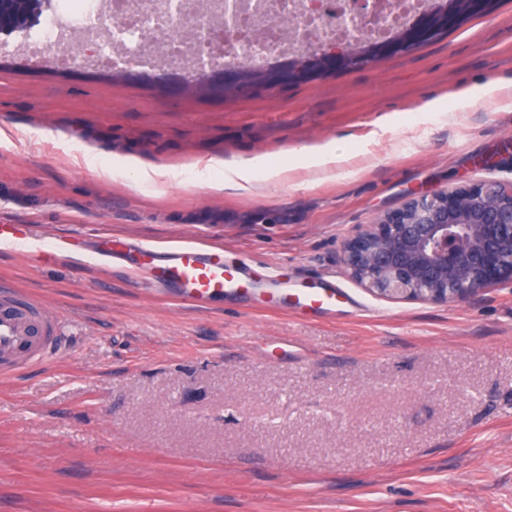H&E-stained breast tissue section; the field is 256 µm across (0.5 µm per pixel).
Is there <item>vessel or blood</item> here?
I'll return each mask as SVG.
<instances>
[{
  "mask_svg": "<svg viewBox=\"0 0 512 512\" xmlns=\"http://www.w3.org/2000/svg\"><path fill=\"white\" fill-rule=\"evenodd\" d=\"M0 247L20 250L34 265L50 267L74 251L127 265L149 292L173 296L203 308L233 298L263 308L300 311L322 317L352 306L354 300L333 282L315 286L293 284L287 271L259 273L256 263L220 245L186 242L166 249L125 236H111L89 248L79 236L43 243L28 224H0ZM65 323L47 305L6 280L0 281V378L42 362L64 341Z\"/></svg>",
  "mask_w": 512,
  "mask_h": 512,
  "instance_id": "vessel-or-blood-1",
  "label": "vessel or blood"
}]
</instances>
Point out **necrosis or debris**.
Listing matches in <instances>:
<instances>
[{
	"mask_svg": "<svg viewBox=\"0 0 512 512\" xmlns=\"http://www.w3.org/2000/svg\"><path fill=\"white\" fill-rule=\"evenodd\" d=\"M231 13L225 0H171L168 10L155 0H54L39 26L13 47L27 57L64 65L145 71L164 67L190 76L203 73L211 48L228 46L234 64H273L328 43L362 44L399 34L415 18L444 0H376L377 19L336 18L338 0H241ZM283 16L288 26L273 25ZM109 26V41L87 46L91 31Z\"/></svg>",
	"mask_w": 512,
	"mask_h": 512,
	"instance_id": "1",
	"label": "necrosis or debris"
}]
</instances>
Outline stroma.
I'll use <instances>...</instances> for the list:
<instances>
[{
  "label": "stroma",
  "instance_id": "stroma-1",
  "mask_svg": "<svg viewBox=\"0 0 512 512\" xmlns=\"http://www.w3.org/2000/svg\"><path fill=\"white\" fill-rule=\"evenodd\" d=\"M508 140L512 0L406 53L230 98L175 70L0 57V224L221 244L362 306L195 308L85 253L37 269L0 249V277L70 322L57 354L0 382V512H512V283L389 299L342 261L408 195L512 182ZM328 143L342 167L316 165ZM248 163L253 191L211 188ZM263 211L286 219L248 223Z\"/></svg>",
  "mask_w": 512,
  "mask_h": 512
}]
</instances>
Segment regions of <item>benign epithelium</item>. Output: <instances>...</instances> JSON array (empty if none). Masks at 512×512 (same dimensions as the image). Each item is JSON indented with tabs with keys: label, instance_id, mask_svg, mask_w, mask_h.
Masks as SVG:
<instances>
[{
	"label": "benign epithelium",
	"instance_id": "obj_1",
	"mask_svg": "<svg viewBox=\"0 0 512 512\" xmlns=\"http://www.w3.org/2000/svg\"><path fill=\"white\" fill-rule=\"evenodd\" d=\"M489 0H447L421 17L400 40L368 43L371 50L412 49L417 36L438 18L461 20ZM319 67L351 68L367 61L356 47L318 48L309 55ZM209 67L224 70L222 90L235 87L234 66L221 55ZM349 276L379 297L459 303L501 282H512V185L480 181L410 197L343 244Z\"/></svg>",
	"mask_w": 512,
	"mask_h": 512
}]
</instances>
